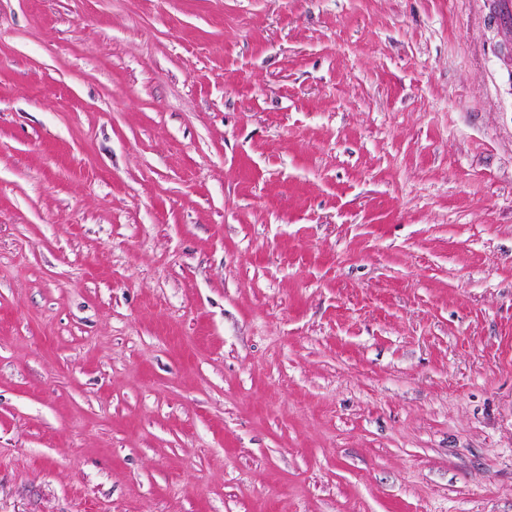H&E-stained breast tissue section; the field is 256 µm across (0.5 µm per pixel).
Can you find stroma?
Returning <instances> with one entry per match:
<instances>
[{
  "label": "stroma",
  "mask_w": 512,
  "mask_h": 512,
  "mask_svg": "<svg viewBox=\"0 0 512 512\" xmlns=\"http://www.w3.org/2000/svg\"><path fill=\"white\" fill-rule=\"evenodd\" d=\"M493 0H0V512H512Z\"/></svg>",
  "instance_id": "obj_1"
}]
</instances>
